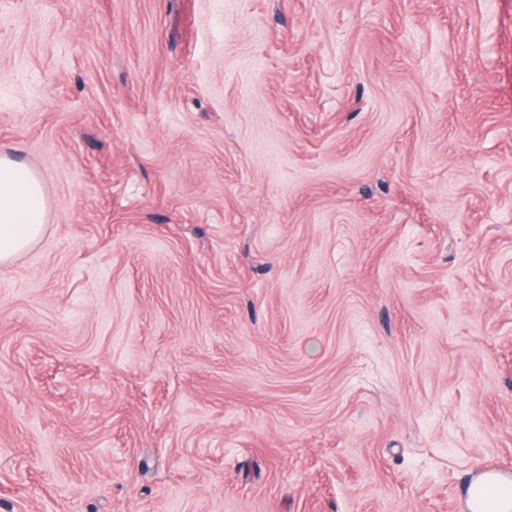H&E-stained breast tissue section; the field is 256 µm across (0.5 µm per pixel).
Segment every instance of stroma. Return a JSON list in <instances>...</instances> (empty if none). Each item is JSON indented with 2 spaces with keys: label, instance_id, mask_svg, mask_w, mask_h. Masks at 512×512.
I'll return each instance as SVG.
<instances>
[{
  "label": "stroma",
  "instance_id": "35a3bbf8",
  "mask_svg": "<svg viewBox=\"0 0 512 512\" xmlns=\"http://www.w3.org/2000/svg\"><path fill=\"white\" fill-rule=\"evenodd\" d=\"M0 512H465L512 476V0H0ZM47 205L41 176L0 153V263L24 253L40 238Z\"/></svg>",
  "mask_w": 512,
  "mask_h": 512
}]
</instances>
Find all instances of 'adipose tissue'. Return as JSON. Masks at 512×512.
Returning a JSON list of instances; mask_svg holds the SVG:
<instances>
[{
	"mask_svg": "<svg viewBox=\"0 0 512 512\" xmlns=\"http://www.w3.org/2000/svg\"><path fill=\"white\" fill-rule=\"evenodd\" d=\"M46 211L41 176L0 153V263L24 253L40 238Z\"/></svg>",
	"mask_w": 512,
	"mask_h": 512,
	"instance_id": "ef3b65f1",
	"label": "adipose tissue"
}]
</instances>
